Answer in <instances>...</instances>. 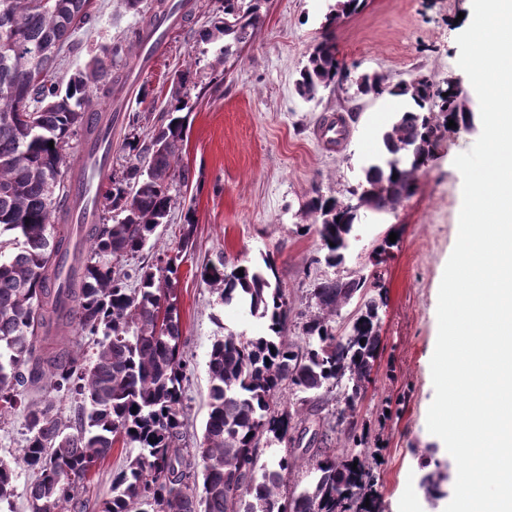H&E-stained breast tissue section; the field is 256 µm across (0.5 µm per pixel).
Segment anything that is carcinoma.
<instances>
[{"label": "carcinoma", "instance_id": "carcinoma-1", "mask_svg": "<svg viewBox=\"0 0 512 512\" xmlns=\"http://www.w3.org/2000/svg\"><path fill=\"white\" fill-rule=\"evenodd\" d=\"M150 27L165 2L122 0ZM270 0H222V15L204 30L206 41L224 40L218 62L236 56L253 39ZM367 0H335L296 81L312 100L340 87L350 72L339 59L334 31ZM98 20L93 0H0V423L19 411L25 439L18 453L0 456V504L14 496L17 469L37 474L28 512H83L84 480L115 446L139 452L112 479L101 512H382L374 474L355 437L356 401L374 382L380 344V302L367 289L382 288L378 267L393 243L374 251L369 274L358 271L313 285L304 338L285 336L290 302L279 286L273 257L263 265L217 262L200 268L201 281L224 304L242 300L265 322L264 333L229 332L212 345L208 417L201 437L184 422L187 361L175 284L182 256L162 253L129 265L157 229L169 222L174 183H189L181 165L186 137L190 72L173 75L165 109L148 139H128L133 160L109 178L96 199L100 223L87 230L89 247L61 286L57 257L70 250L71 182L66 178L73 141L92 134L86 115L122 88L117 61L140 49L139 31L111 42L67 81L58 65L75 48L73 36ZM363 95L384 93L407 107L381 134L380 149L363 181L337 198L316 190L306 201L322 256L337 268L355 237L359 197L372 213L395 211L418 189L434 161L447 123L469 127L473 112L452 82L437 88L425 78L394 82L375 74L355 81ZM54 148H49L48 143ZM243 273H238V270ZM135 285H130V282ZM365 302L351 326L336 335V317L356 298ZM320 399L338 392L337 424L353 446L320 456L294 447L297 423L279 402L283 385ZM81 409L79 423L66 404ZM279 445L272 466L260 463L262 445ZM313 478L300 492L287 486L300 470Z\"/></svg>", "mask_w": 512, "mask_h": 512}]
</instances>
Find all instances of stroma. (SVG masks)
<instances>
[{
  "label": "stroma",
  "instance_id": "1",
  "mask_svg": "<svg viewBox=\"0 0 512 512\" xmlns=\"http://www.w3.org/2000/svg\"><path fill=\"white\" fill-rule=\"evenodd\" d=\"M192 2V15L172 31L142 72L140 95L125 103V114L112 131L111 161L113 172L123 170L129 161L125 139L154 125L166 104L171 76L190 70L191 110L182 163L192 180L172 189L177 198L192 199L196 215L192 246L177 283L189 364L188 432L201 435L207 419L208 358L214 341L230 331L247 337L262 331L261 320L224 305L201 282L198 268L220 255L231 263L253 264L273 256L279 285L297 305L315 280L369 266L373 250L393 233L397 245L381 267L384 304L374 382L357 404L356 433L375 457L373 473L384 512H400L405 500L414 512H444L446 496L433 502L418 488L425 470L440 468L450 476L444 484L447 495L456 472L454 459L426 425L434 399L430 360L438 331V290L457 240L462 205V176L453 161L472 147L481 130L446 134L438 159L421 173L417 192L395 212L363 218L343 266L317 263L320 241L306 227L303 205L313 191L341 197L361 182L395 100L356 95L352 82L323 90L312 100L297 93L299 72L334 0H272L253 41L228 69L214 63L219 43L200 36L218 7L216 0ZM95 7L99 25L77 33L79 48L67 55L64 74L84 66L139 21L119 0H95ZM471 13L472 0H368L337 27L339 57L353 78L383 74L397 82L424 77L437 86L456 78L467 106L475 111L478 97L457 65L456 42ZM135 112L140 121L132 126L128 116ZM339 114L348 129L342 144L331 148L319 133L326 120ZM309 407L300 447L314 454L324 448L342 450L340 427L322 428L333 418L335 400H315ZM129 454V449L114 448L86 480L85 512H100Z\"/></svg>",
  "mask_w": 512,
  "mask_h": 512
}]
</instances>
